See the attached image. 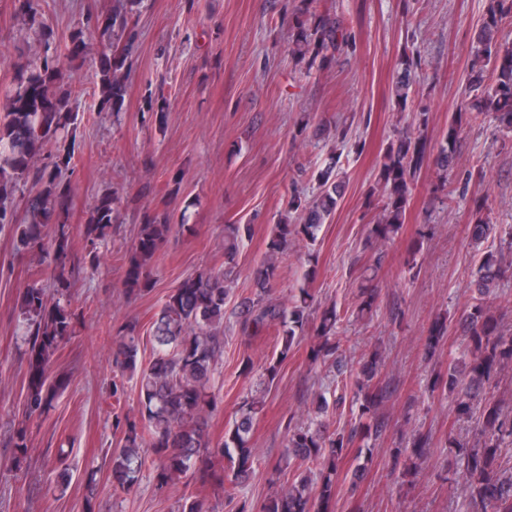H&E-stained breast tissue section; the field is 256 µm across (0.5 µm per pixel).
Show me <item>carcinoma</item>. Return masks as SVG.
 I'll return each instance as SVG.
<instances>
[{"label":"carcinoma","mask_w":512,"mask_h":512,"mask_svg":"<svg viewBox=\"0 0 512 512\" xmlns=\"http://www.w3.org/2000/svg\"><path fill=\"white\" fill-rule=\"evenodd\" d=\"M17 11L29 28L38 31L40 45H54L52 56H36L22 66L5 91L0 110V226L16 225L20 246L44 251V228L55 225L50 248L58 279L65 278L70 258V234L65 214L71 194L70 183L62 176L72 155L67 138L78 124L79 114L69 105L70 92L60 90L64 62L74 63L88 49L84 30L73 32L60 44L45 26L33 0H15ZM138 0H121L112 10L96 16L99 109L119 116L124 82L137 49L132 23ZM512 19V0H490L477 47L470 64V99L453 116L444 142L437 153L430 152L424 134L401 133L388 146L381 163L380 210L369 227L368 238H393L405 222L409 197L423 166L436 171L439 203L452 201L448 191V170L455 163V144L462 127L480 115H489L498 126L512 131V40L502 36L501 27ZM289 51L296 65L311 73L322 68L351 46L350 34L336 17L319 11L318 0H299L289 20ZM420 59L406 55L399 61L395 95L406 105ZM334 166L318 171L319 193L311 200L293 195L288 210L299 213L300 223L280 222L272 228L269 256L251 279V295L242 298L233 314L244 334H258L271 325L281 328L280 350L264 367V376L273 381L281 363L299 344L309 323L315 297L309 284L316 269L305 273L306 285L289 302L273 297L278 267L276 258L296 239L315 241L322 224L335 212L341 196V183L333 175ZM115 202L110 194L100 196L86 225L91 270L97 269L98 247L116 220ZM474 221L467 238L479 248L494 229L488 208L474 207ZM191 230L190 225L171 224L168 217L154 216L140 225L134 252L125 270L128 291L140 293L151 285L147 263L176 232ZM251 236L249 224L224 225V270L202 271L184 279L167 298L152 325L156 353L148 365L138 363L139 336L136 324H126L113 341V366L120 372L137 374L140 420L115 416L113 429L122 437L111 449L109 463L112 483L125 492L134 490L143 478L146 458H151L150 477L162 489L173 482L199 474L218 482L225 499L236 503L237 512H252L242 497L245 482L255 473L256 457L250 432L261 404L245 399L238 417L224 430V441L211 443L208 420L218 408L213 391L217 365L224 354V313L231 286L228 277L235 271L240 248ZM506 274L500 254H483L471 285L476 302L460 318L458 329L463 351L448 363L447 372L436 385L457 394L455 411L459 416H478L479 446L468 447L448 441L454 475L467 487L474 512H512V472L501 469V448L512 445V414L497 404L480 399L499 372L512 367V336L501 332L499 318L491 310L496 285ZM375 274L365 277L360 290L357 315L372 313L378 297L371 287ZM27 355L25 413L41 415L52 407L68 380L49 371L50 357L73 332V315L60 303L48 304L45 289L34 283L26 288L20 306ZM336 307L321 310L314 326L310 347L313 361L341 363L340 342L336 340ZM448 332L444 319H436L426 337L425 350L432 354ZM381 365L377 355L367 360L355 380L359 423L348 434L327 431L321 421L296 425L288 431L287 455L314 466L318 479L297 475L286 480L288 487L261 502L258 512H333L336 503L338 468L347 450L378 435L385 426L380 412L383 390L373 380ZM430 437L413 441L410 464L404 474H415L426 459ZM12 460L20 466L29 448L27 429L18 428L11 440ZM227 455L231 475L208 468L210 459Z\"/></svg>","instance_id":"1"}]
</instances>
